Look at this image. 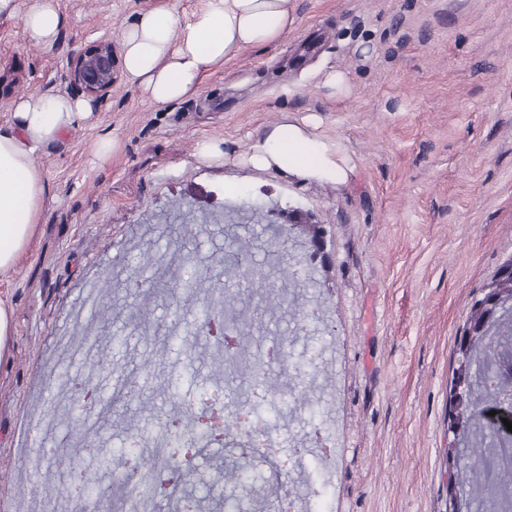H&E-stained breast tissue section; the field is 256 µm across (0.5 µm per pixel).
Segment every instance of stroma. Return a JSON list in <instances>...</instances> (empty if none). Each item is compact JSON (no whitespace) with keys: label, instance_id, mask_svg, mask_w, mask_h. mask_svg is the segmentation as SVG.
<instances>
[{"label":"stroma","instance_id":"35a3bbf8","mask_svg":"<svg viewBox=\"0 0 512 512\" xmlns=\"http://www.w3.org/2000/svg\"><path fill=\"white\" fill-rule=\"evenodd\" d=\"M149 0H59L65 17L53 48L33 45L20 20L0 21V125L23 94L79 95L69 61L89 42L120 44ZM297 20L281 42L242 52L208 76L199 93L157 108L118 77L93 118L38 161L55 194L27 250L0 278L12 334L0 347V512L23 455L39 457L38 492L72 410L53 377L80 376L58 339L93 330L110 398L139 371L141 394L104 411L93 435L122 447L128 425L151 432L162 415L216 379L243 400L250 372L225 367L195 319L208 278L248 243L244 259L269 291L223 278V317L260 362L266 341L290 340L288 363H314L336 388L320 416L337 450L320 482L325 512H448L444 450L456 345L473 302L512 258V0H295ZM349 89L335 96L327 72ZM336 140L354 164L344 184L260 170L251 144L279 122ZM112 135L105 157L94 140ZM219 153L206 156L204 144ZM299 213L324 233L327 265L306 287L281 286L302 260ZM139 287H128L129 278ZM103 295L84 322L74 315L86 280ZM324 303L327 316L300 313ZM58 412L56 433L36 416ZM24 448L13 444L16 428ZM235 445L195 458L207 512L235 496L243 512H276L273 488L228 486Z\"/></svg>","mask_w":512,"mask_h":512}]
</instances>
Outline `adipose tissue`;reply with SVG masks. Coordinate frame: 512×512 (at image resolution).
<instances>
[{
	"mask_svg": "<svg viewBox=\"0 0 512 512\" xmlns=\"http://www.w3.org/2000/svg\"><path fill=\"white\" fill-rule=\"evenodd\" d=\"M14 18L29 41L45 48L55 46L64 21L58 0H36L23 13L18 0H0V19ZM295 22L294 0H202L186 19L170 5L142 9L122 38L126 81L150 104L171 105L197 94L205 78L244 50L285 38ZM96 110L92 99L64 92L28 94L13 103L10 124L0 126V276L13 270L50 196L38 158ZM248 161L334 183L347 182L353 171L339 143L311 138L290 122L258 138Z\"/></svg>",
	"mask_w": 512,
	"mask_h": 512,
	"instance_id": "adipose-tissue-1",
	"label": "adipose tissue"
}]
</instances>
